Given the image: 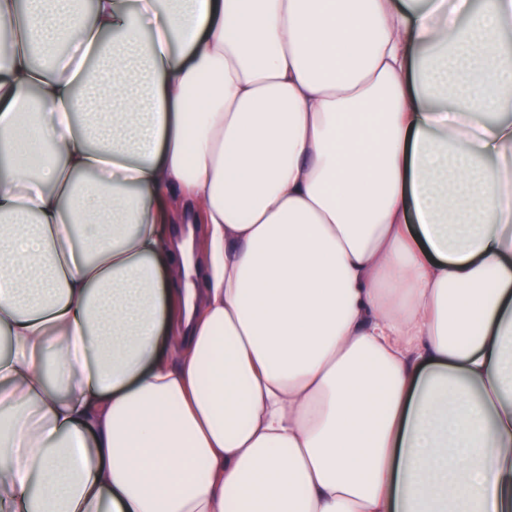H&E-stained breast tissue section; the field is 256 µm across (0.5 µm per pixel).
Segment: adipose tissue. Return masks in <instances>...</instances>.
I'll use <instances>...</instances> for the list:
<instances>
[{
    "label": "adipose tissue",
    "instance_id": "1",
    "mask_svg": "<svg viewBox=\"0 0 512 512\" xmlns=\"http://www.w3.org/2000/svg\"><path fill=\"white\" fill-rule=\"evenodd\" d=\"M511 28L0 0V512H512Z\"/></svg>",
    "mask_w": 512,
    "mask_h": 512
}]
</instances>
